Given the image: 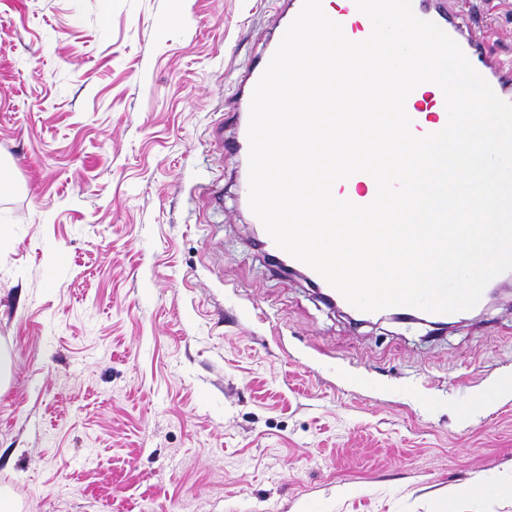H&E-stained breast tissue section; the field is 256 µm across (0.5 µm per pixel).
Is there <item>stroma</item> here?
Wrapping results in <instances>:
<instances>
[{"instance_id":"stroma-1","label":"stroma","mask_w":512,"mask_h":512,"mask_svg":"<svg viewBox=\"0 0 512 512\" xmlns=\"http://www.w3.org/2000/svg\"><path fill=\"white\" fill-rule=\"evenodd\" d=\"M283 8L0 0L21 512H512V288L446 330L361 322L253 242L217 140ZM480 35L512 65V0Z\"/></svg>"}]
</instances>
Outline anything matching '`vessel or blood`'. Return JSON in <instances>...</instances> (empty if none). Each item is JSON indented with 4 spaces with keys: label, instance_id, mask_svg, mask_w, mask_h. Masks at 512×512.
<instances>
[{
    "label": "vessel or blood",
    "instance_id": "b4317fda",
    "mask_svg": "<svg viewBox=\"0 0 512 512\" xmlns=\"http://www.w3.org/2000/svg\"><path fill=\"white\" fill-rule=\"evenodd\" d=\"M412 7L418 18L435 23L457 42L500 99L512 102V66H502L493 56L488 41L476 35L477 29L484 27V19L464 18L458 10L447 6L446 0H412ZM336 21L353 41L366 39L372 30L369 18L358 11L354 0H347ZM270 59V54H262L248 72L239 88L236 108H249L254 88Z\"/></svg>",
    "mask_w": 512,
    "mask_h": 512
}]
</instances>
